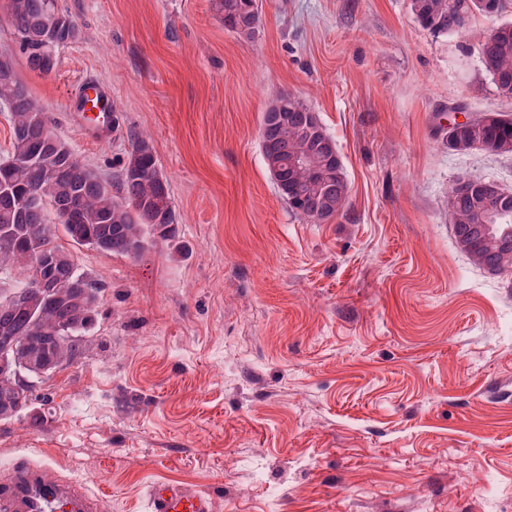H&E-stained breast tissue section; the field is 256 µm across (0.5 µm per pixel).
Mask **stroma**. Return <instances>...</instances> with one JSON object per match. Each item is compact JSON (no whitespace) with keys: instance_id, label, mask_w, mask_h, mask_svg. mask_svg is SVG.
Returning <instances> with one entry per match:
<instances>
[{"instance_id":"1","label":"stroma","mask_w":512,"mask_h":512,"mask_svg":"<svg viewBox=\"0 0 512 512\" xmlns=\"http://www.w3.org/2000/svg\"><path fill=\"white\" fill-rule=\"evenodd\" d=\"M78 38L32 71L0 9V58L108 184L151 133L178 239L134 256L79 246L99 281L78 364L0 419V477L48 466L150 512L155 484L214 512H512V274L455 241L449 184L512 189V156L448 149L442 115L512 114L479 42L422 27L411 0H260L254 38L209 0H57ZM112 91L121 132L86 135L76 98ZM336 142L350 206L292 212L267 170L262 113L282 94Z\"/></svg>"}]
</instances>
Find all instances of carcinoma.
Segmentation results:
<instances>
[{
  "label": "carcinoma",
  "mask_w": 512,
  "mask_h": 512,
  "mask_svg": "<svg viewBox=\"0 0 512 512\" xmlns=\"http://www.w3.org/2000/svg\"><path fill=\"white\" fill-rule=\"evenodd\" d=\"M412 0V11L425 28L454 34L465 30L474 13L494 16L502 0ZM224 29L245 38L255 35L260 13L257 0H211ZM14 33L32 69L48 75L58 62V49L76 37L69 14L48 0H7ZM482 66L494 85L512 94V23L494 27L482 41ZM0 105L9 112L11 153L0 162V270L17 268L27 278L45 280L58 295L51 301L23 286L18 295L0 300V345L12 344L17 357L32 363L29 382L0 378V417L11 419L36 399L35 383L79 362L85 354L84 333L93 321L101 284L78 271L73 256L55 243L56 225L78 245L104 252L136 255L144 247L145 229L162 241L176 237L177 214L169 181L161 172L152 137L129 132L131 149L119 177V191L85 165L53 132L42 104L16 75L12 63L0 61ZM261 150L269 173L290 209L318 222L328 221L350 206L336 143L318 115L283 95L262 113ZM450 149L512 153V115L480 113L474 125L448 143ZM306 153L314 169H297L291 160ZM485 180L461 181L448 189L447 207L458 246L477 266L512 272V191L489 196ZM54 215L57 224L50 223ZM52 261L37 264L38 252ZM39 315L32 325L30 315Z\"/></svg>",
  "instance_id": "carcinoma-1"
}]
</instances>
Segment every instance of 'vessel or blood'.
I'll list each match as a JSON object with an SVG mask.
<instances>
[{
	"label": "vessel or blood",
	"mask_w": 512,
	"mask_h": 512,
	"mask_svg": "<svg viewBox=\"0 0 512 512\" xmlns=\"http://www.w3.org/2000/svg\"><path fill=\"white\" fill-rule=\"evenodd\" d=\"M80 106L88 111L97 138L112 134V95L99 82L85 85ZM152 512H213L209 496L181 485H155L150 496ZM0 512H103L99 500L85 496L76 485L56 479L46 467L22 466L0 482Z\"/></svg>",
	"instance_id": "b4317fda"
}]
</instances>
